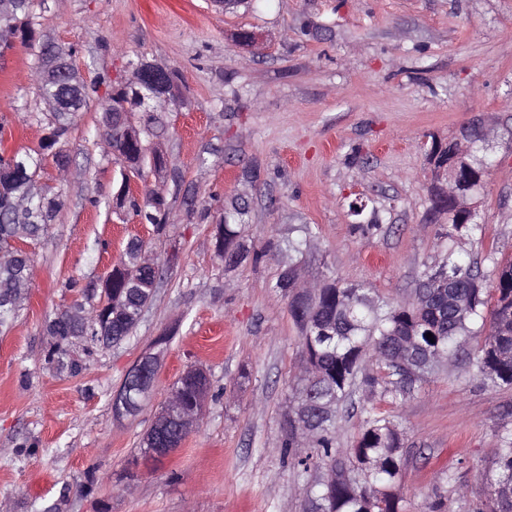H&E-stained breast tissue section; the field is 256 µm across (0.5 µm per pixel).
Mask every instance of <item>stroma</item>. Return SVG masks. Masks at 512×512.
<instances>
[{"label":"stroma","mask_w":512,"mask_h":512,"mask_svg":"<svg viewBox=\"0 0 512 512\" xmlns=\"http://www.w3.org/2000/svg\"><path fill=\"white\" fill-rule=\"evenodd\" d=\"M35 46L0 57V144L39 149L47 114L38 96L44 46L74 47L70 63L107 96L128 61L177 74L176 99L159 114L166 174L135 180L143 198L168 201L166 233L115 213L123 167L102 142L96 102L62 148L67 174L46 163L41 180L63 205L30 245L34 281L0 334V504L6 512H303L281 451L289 387L299 374V332L273 286L288 264L306 279L326 273L394 302L413 297L438 257L432 210L441 185L428 150L479 119L495 158L477 194L482 229L465 240L484 275L512 258V0H43ZM257 44L239 43L241 31ZM364 204L362 216L349 205ZM245 207L241 243L259 261L225 266L215 226ZM377 230L356 231L358 221ZM316 237L296 259L299 229ZM157 255L179 247L153 300L121 345L84 353L83 370L57 373L45 325L98 282L127 241ZM168 334L167 346L155 347ZM159 352L143 410L116 416L112 398L142 355ZM206 370L204 417L173 454L153 462L140 441L171 385ZM405 434L404 512L441 496L444 512H474L512 419V387L481 383L465 361L441 365L398 412ZM452 483L438 481L439 471ZM464 486L458 497L455 486Z\"/></svg>","instance_id":"1"}]
</instances>
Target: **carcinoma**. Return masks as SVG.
<instances>
[{
	"instance_id": "carcinoma-1",
	"label": "carcinoma",
	"mask_w": 512,
	"mask_h": 512,
	"mask_svg": "<svg viewBox=\"0 0 512 512\" xmlns=\"http://www.w3.org/2000/svg\"><path fill=\"white\" fill-rule=\"evenodd\" d=\"M38 0H18L11 19L12 39L0 37V55L14 47V39L29 45L35 38L34 7ZM137 75L112 88L102 103L103 123L112 115L135 116L133 109L145 105ZM76 119L74 112H52L48 134L36 151L0 154V328L15 318L19 305L17 286L32 287L31 255L17 242L32 244L47 234L62 206L58 192L42 185L37 193L28 190L39 178L47 160L59 173L68 170L70 158L54 147L66 140ZM135 126L140 139H128L116 131L109 143L122 162L130 161L129 172L144 180L150 173L164 171L161 158L149 159L147 146L158 135L152 119ZM476 174L490 172L487 149L477 141L463 157ZM135 210L156 232L166 213V197L147 192L143 200L115 196V209ZM245 208L236 206L216 225L222 248L217 256L228 265L261 254L240 243ZM481 230L478 217L458 224L453 217L440 225L437 247L441 260L422 272L414 297L390 303L362 285L328 275L319 287L294 296L291 277L283 273L275 288L288 298V310L300 336V373L289 394L290 409L282 422V451L296 469L304 498V512H402L399 481L405 465L404 434L397 410L403 408L443 362L463 355L475 375L495 385L512 386V259L495 263L491 282L477 262L448 247ZM149 248L144 240L132 238L118 261L101 279V291L112 296V311L103 315L94 304L75 303L84 315L71 317L63 311L46 323L52 338V358L61 370L78 374L82 365L67 357V347L83 337L90 346L118 345L132 335L141 314L151 302L154 274L144 261ZM433 334L430 342L426 334ZM480 339L474 350L471 340ZM201 369L185 372L170 388L169 396L184 406L197 399ZM138 378L126 373L122 387L135 415L142 410ZM370 402L380 400L394 408L384 413L364 408L360 428L349 448L336 447L338 408L355 395ZM495 469L487 478L488 500L476 512H512V420L499 428Z\"/></svg>"
}]
</instances>
